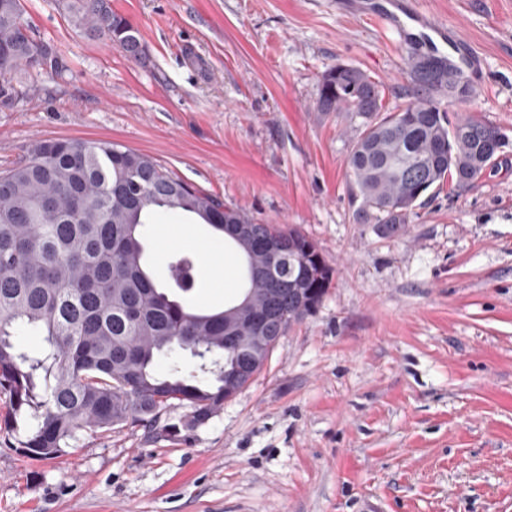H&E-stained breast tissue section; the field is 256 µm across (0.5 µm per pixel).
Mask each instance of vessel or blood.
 <instances>
[{"label":"vessel or blood","mask_w":512,"mask_h":512,"mask_svg":"<svg viewBox=\"0 0 512 512\" xmlns=\"http://www.w3.org/2000/svg\"><path fill=\"white\" fill-rule=\"evenodd\" d=\"M353 10L358 15L391 23L410 61L432 62L437 92H446L447 82L452 78L471 93L482 92L483 61L478 51L453 21L436 18L425 10L422 0H356Z\"/></svg>","instance_id":"1"}]
</instances>
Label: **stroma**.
I'll return each mask as SVG.
<instances>
[{"instance_id":"1","label":"stroma","mask_w":512,"mask_h":512,"mask_svg":"<svg viewBox=\"0 0 512 512\" xmlns=\"http://www.w3.org/2000/svg\"><path fill=\"white\" fill-rule=\"evenodd\" d=\"M424 2L483 57L484 93L450 113L503 146L385 236L352 216L349 117L315 106L339 63L381 83L389 109L412 101L393 26L336 0H111L140 32L133 59L62 0H21L66 69L0 106V170L40 140L116 142L257 223L301 230L334 276L204 421L174 401L155 427L86 430L43 460L0 433V512H512V0ZM146 233L157 277L169 252L196 257L191 302L239 299L242 260L209 226L172 214ZM223 256L220 281L208 262Z\"/></svg>"}]
</instances>
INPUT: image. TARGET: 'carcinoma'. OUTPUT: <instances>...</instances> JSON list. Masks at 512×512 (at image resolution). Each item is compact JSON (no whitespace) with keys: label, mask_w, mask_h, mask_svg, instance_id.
Here are the masks:
<instances>
[{"label":"carcinoma","mask_w":512,"mask_h":512,"mask_svg":"<svg viewBox=\"0 0 512 512\" xmlns=\"http://www.w3.org/2000/svg\"><path fill=\"white\" fill-rule=\"evenodd\" d=\"M76 26L112 47L140 35L109 0H64ZM0 101L19 97L25 72L63 69L55 46L33 38L20 0H0ZM316 110L345 113L355 136L348 156L354 214L395 235L433 187L480 178L501 147L498 130L473 117L451 120L424 94L385 110L381 85L354 67L325 71ZM195 216L243 259L241 298L197 310L178 293L193 257L168 255L164 280L145 264V224L169 212ZM333 269L318 244L296 229L258 224L244 211L172 176L150 156L96 140L39 141L0 171V395L16 449L53 458L82 430L112 432L158 421L168 401L202 420L224 404L229 377L254 376L277 343L322 303ZM19 327L43 336L33 352ZM176 349L200 364L155 360Z\"/></svg>","instance_id":"obj_1"}]
</instances>
